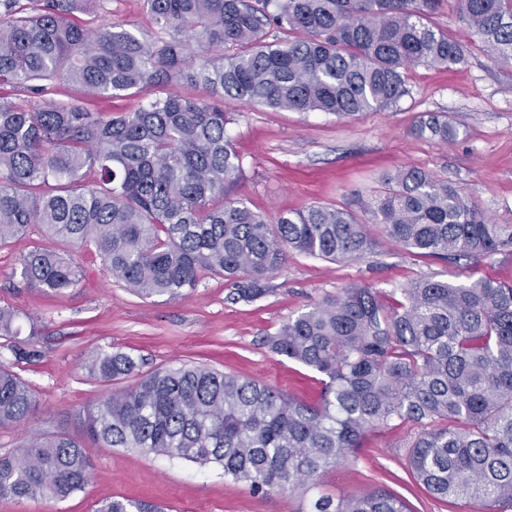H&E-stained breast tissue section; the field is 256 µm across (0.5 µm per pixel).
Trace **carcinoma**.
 <instances>
[{"mask_svg":"<svg viewBox=\"0 0 512 512\" xmlns=\"http://www.w3.org/2000/svg\"><path fill=\"white\" fill-rule=\"evenodd\" d=\"M112 0H0V246L41 224L52 237L92 246L110 276L144 299H177L202 273L224 276L234 299L270 292L295 252L360 260L387 239L417 257L458 262L512 247V224H494L459 187L402 168L362 203V215L313 205L273 219L228 193L243 159L227 133L224 99L350 118L388 109L405 94V70L458 65L468 47L435 22L445 0H143L155 31L92 29L77 13ZM490 59L512 66V0H455ZM287 39L267 41L269 32ZM201 84L207 101L171 90ZM169 90L156 93L154 87ZM21 96L26 105L12 97ZM140 96L134 111L103 118L98 99ZM457 137L430 114L414 127ZM31 288L56 295L78 266L49 246L20 259ZM0 307V430L38 406L15 371L36 362L40 326ZM266 344L318 375L306 402L233 373L187 364L142 370L112 346L84 369L131 379L98 397L83 433L107 448L218 467L250 494H287L296 512H410L378 489L336 497L327 470L355 458L368 435L414 430L406 465L416 483L481 512H512V284L415 279L386 293L354 284L288 317ZM93 466L77 437L58 431L0 452V499L63 501ZM96 512H165L114 497Z\"/></svg>","mask_w":512,"mask_h":512,"instance_id":"1","label":"carcinoma"}]
</instances>
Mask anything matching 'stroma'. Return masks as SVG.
I'll return each mask as SVG.
<instances>
[{
	"mask_svg": "<svg viewBox=\"0 0 512 512\" xmlns=\"http://www.w3.org/2000/svg\"><path fill=\"white\" fill-rule=\"evenodd\" d=\"M115 22L136 33L153 28L142 0H114L111 14L91 20L96 28ZM437 23L467 45L468 61L412 66L405 73L407 93L396 107L342 120L225 100L233 118L227 130L244 168L231 198L273 217L312 204L341 206L371 198L382 176L415 167L464 188L493 223L512 224V67L490 60L452 5H444ZM429 113L448 118L458 131L454 142L411 134L412 124ZM47 241L36 225L26 237L0 248V306L33 317L42 329L41 358L22 368L39 405L24 427L0 430V450L24 437L80 434L83 410L101 394L122 387L86 373L82 361L100 345L141 357L148 370L206 365L310 399L319 389L312 372L272 354L264 340L325 293L364 283L388 291L419 277L512 282V251L451 263L417 258L385 241L359 261L291 254L270 277V293L249 303L235 301L230 284L209 274L181 298L143 299L111 277L95 251L64 244L60 250L75 259L81 278L64 294L48 297L27 287L19 274L20 258ZM410 435L407 427L370 435L358 458L325 473V489L349 495L383 487L403 496L414 512H478L464 499L440 503L413 482L403 449ZM83 445L93 462L85 490L64 501L0 499V512H94L112 497L161 503L171 512H295L297 507L294 499L276 492L252 496L218 468L104 448L88 438Z\"/></svg>",
	"mask_w": 512,
	"mask_h": 512,
	"instance_id": "obj_1",
	"label": "stroma"
}]
</instances>
